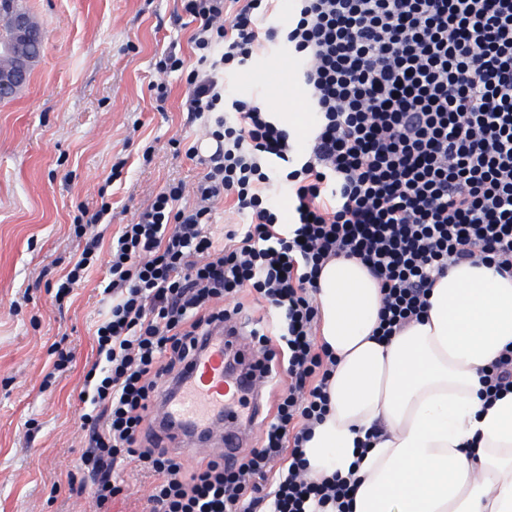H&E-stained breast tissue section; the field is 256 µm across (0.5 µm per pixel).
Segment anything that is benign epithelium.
<instances>
[{"instance_id":"benign-epithelium-1","label":"benign epithelium","mask_w":512,"mask_h":512,"mask_svg":"<svg viewBox=\"0 0 512 512\" xmlns=\"http://www.w3.org/2000/svg\"><path fill=\"white\" fill-rule=\"evenodd\" d=\"M11 39L0 45V53L11 58V65L0 70V96H14L29 80L35 57L27 50L37 31V25L27 13H17L12 17Z\"/></svg>"}]
</instances>
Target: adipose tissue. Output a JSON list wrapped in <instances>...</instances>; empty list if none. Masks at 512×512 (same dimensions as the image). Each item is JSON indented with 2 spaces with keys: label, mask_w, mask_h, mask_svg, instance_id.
Segmentation results:
<instances>
[{
  "label": "adipose tissue",
  "mask_w": 512,
  "mask_h": 512,
  "mask_svg": "<svg viewBox=\"0 0 512 512\" xmlns=\"http://www.w3.org/2000/svg\"><path fill=\"white\" fill-rule=\"evenodd\" d=\"M381 299L358 261L319 273L320 340L338 363L304 445L309 477L355 474L352 512H512V391L489 408L480 397L481 368L512 343V277L449 266L424 321L387 343L374 336Z\"/></svg>",
  "instance_id": "adipose-tissue-1"
}]
</instances>
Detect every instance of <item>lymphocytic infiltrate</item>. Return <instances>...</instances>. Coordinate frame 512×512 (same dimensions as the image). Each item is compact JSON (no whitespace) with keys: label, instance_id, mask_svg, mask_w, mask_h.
<instances>
[{"label":"lymphocytic infiltrate","instance_id":"f902f5d3","mask_svg":"<svg viewBox=\"0 0 512 512\" xmlns=\"http://www.w3.org/2000/svg\"><path fill=\"white\" fill-rule=\"evenodd\" d=\"M183 0L196 28L183 110L213 116V151L193 188L166 184L104 241L110 211L75 216L85 244L57 282L68 298L105 261L112 303L93 336L80 398L81 490L95 512L129 495L130 461L156 475L150 512H349L352 477L310 481L303 445L327 411L336 359L316 339L317 280L333 258L360 261L383 295L388 338L426 314L449 266L512 275V0ZM287 48L313 116L304 146L254 98L224 96V75ZM283 188L282 223L272 200ZM241 224L215 246L218 201ZM249 292L271 320L252 328L266 378L286 374L259 447L186 471L152 430L149 409L212 327ZM482 396L512 390V344L481 370Z\"/></svg>","mask_w":512,"mask_h":512}]
</instances>
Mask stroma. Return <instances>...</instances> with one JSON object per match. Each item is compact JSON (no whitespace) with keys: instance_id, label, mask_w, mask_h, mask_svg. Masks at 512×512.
<instances>
[{"instance_id":"obj_1","label":"stroma","mask_w":512,"mask_h":512,"mask_svg":"<svg viewBox=\"0 0 512 512\" xmlns=\"http://www.w3.org/2000/svg\"><path fill=\"white\" fill-rule=\"evenodd\" d=\"M19 4L43 29L45 47L26 86L0 102V512H93L77 490L85 446L79 393L95 359L91 335L110 305L106 267L92 268L64 305L50 286L77 249L79 209L111 203L110 235L167 182L190 184L200 174L197 160L174 150L204 138L201 122L181 109L185 75L162 79L155 70L172 48L194 65L192 27L177 20L181 0ZM262 61L271 70L263 83L250 70L230 73L227 93L257 98L306 139L312 116L297 72L282 70L274 54ZM160 80L168 88L161 106L152 90ZM120 160L123 175L111 180ZM55 343L74 358L45 390ZM124 475L135 492L110 512H147L153 477L134 461Z\"/></svg>"}]
</instances>
